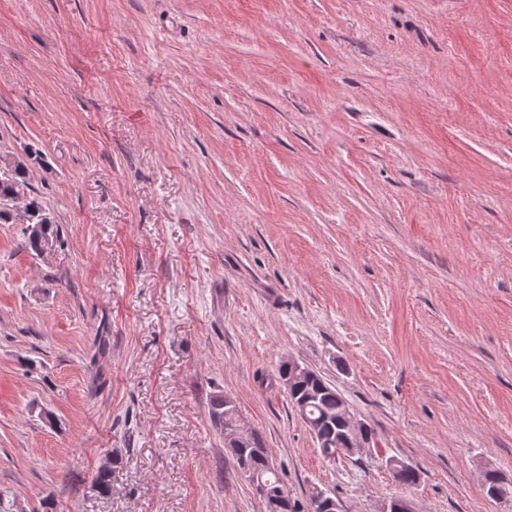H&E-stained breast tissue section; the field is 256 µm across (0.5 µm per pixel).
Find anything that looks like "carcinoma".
<instances>
[{
    "label": "carcinoma",
    "mask_w": 512,
    "mask_h": 512,
    "mask_svg": "<svg viewBox=\"0 0 512 512\" xmlns=\"http://www.w3.org/2000/svg\"><path fill=\"white\" fill-rule=\"evenodd\" d=\"M33 160V154L28 152L24 158H11L12 166L8 176L0 178V224L11 223L12 209L7 202L15 197H28L24 213L28 214L31 223L28 224L29 232L25 234V248L37 257H42V247L46 241L60 242V233L56 223L45 224L42 217L49 211L42 205L38 198L27 196L29 186V161ZM289 400L304 401L307 410L303 418L309 420V428L316 436V441L321 446L322 456L326 458L338 457L339 447H347L343 440L342 415L339 410L340 395L330 385L324 386L315 381H301L291 387L288 394ZM212 410L215 422L223 427H231L238 421L237 408L224 407V397L217 396L212 400ZM235 466L239 472L250 469L257 473L260 485L251 487L255 496L264 501L269 507V512H319L314 506L315 490H310L306 498L293 500V506L285 509L281 506L271 507L270 493L282 484L280 474L275 468L268 454L266 442L261 433L254 430L246 444L242 448H232ZM394 480L404 486H411L418 482L419 471L412 465L405 468L391 470ZM488 485L486 489H492L499 500H512V479L505 478L502 474L492 470L486 473Z\"/></svg>",
    "instance_id": "obj_1"
}]
</instances>
